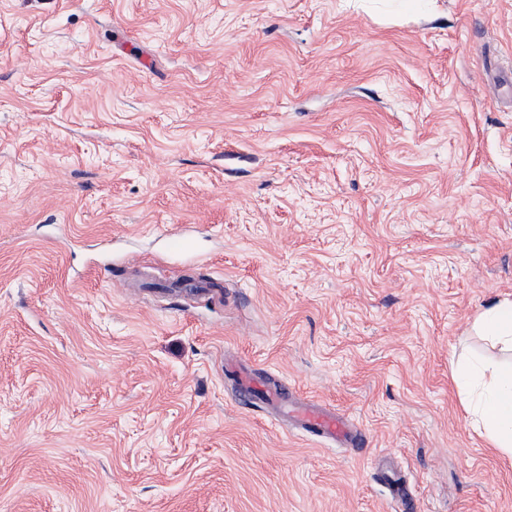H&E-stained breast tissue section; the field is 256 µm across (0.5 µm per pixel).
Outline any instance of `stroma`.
I'll use <instances>...</instances> for the list:
<instances>
[{
    "label": "stroma",
    "instance_id": "1",
    "mask_svg": "<svg viewBox=\"0 0 512 512\" xmlns=\"http://www.w3.org/2000/svg\"><path fill=\"white\" fill-rule=\"evenodd\" d=\"M508 69L512 0H0V512H512L450 366L512 298ZM231 368L237 377V399L242 405H252L256 398H260L287 418L288 414H293L296 425L317 438L357 450L365 447V431L351 425L336 411L321 405L293 403L289 398V393L293 391L288 382L281 381L261 388L250 371Z\"/></svg>",
    "mask_w": 512,
    "mask_h": 512
}]
</instances>
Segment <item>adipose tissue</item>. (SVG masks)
Wrapping results in <instances>:
<instances>
[{
	"label": "adipose tissue",
	"mask_w": 512,
	"mask_h": 512,
	"mask_svg": "<svg viewBox=\"0 0 512 512\" xmlns=\"http://www.w3.org/2000/svg\"><path fill=\"white\" fill-rule=\"evenodd\" d=\"M474 328L491 343L512 352V299L494 302L476 319ZM452 373L476 430L512 460V359L464 356L453 363Z\"/></svg>",
	"instance_id": "obj_1"
}]
</instances>
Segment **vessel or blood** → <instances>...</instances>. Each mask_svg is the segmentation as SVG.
I'll list each match as a JSON object with an SVG mask.
<instances>
[{
    "label": "vessel or blood",
    "instance_id": "vessel-or-blood-1",
    "mask_svg": "<svg viewBox=\"0 0 512 512\" xmlns=\"http://www.w3.org/2000/svg\"><path fill=\"white\" fill-rule=\"evenodd\" d=\"M236 377L237 399L242 405L264 400L277 413L294 415L297 426L317 438L349 448L365 447L367 437L363 429L351 425L334 410L292 402L289 398L291 388L287 382L263 387L251 372L243 370L237 371Z\"/></svg>",
    "mask_w": 512,
    "mask_h": 512
}]
</instances>
